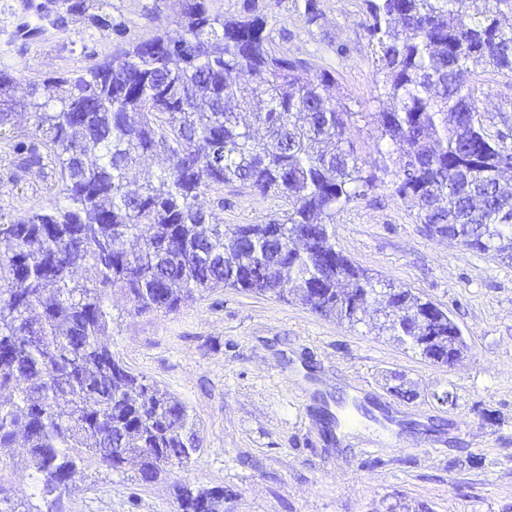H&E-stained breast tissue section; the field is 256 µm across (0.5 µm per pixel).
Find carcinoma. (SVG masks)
<instances>
[{"mask_svg":"<svg viewBox=\"0 0 512 512\" xmlns=\"http://www.w3.org/2000/svg\"><path fill=\"white\" fill-rule=\"evenodd\" d=\"M390 107L380 139L395 147L396 195L432 233L512 261L509 134L484 126L469 85L512 74V0H363ZM108 0H71L69 14L109 26ZM175 40L118 45L81 70L58 72L15 97L0 67V136L13 113L33 134L13 144L19 167L51 168L57 197L0 220V448L22 436L29 477L52 507L89 458L160 478L189 466L201 439L187 406L131 371L106 336L120 292L136 313L172 312L217 288L285 297L283 271L311 311L355 324L373 278L328 232L336 211L364 198L350 113L328 95L336 77L277 54L254 0L225 16L184 0ZM249 97L252 122L227 101ZM167 166L129 180L137 159ZM239 183L288 202L265 224H224L200 198ZM409 290L386 302L379 330L425 358L468 350L460 328ZM180 512H219L220 490L176 486Z\"/></svg>","mask_w":512,"mask_h":512,"instance_id":"obj_1","label":"carcinoma"}]
</instances>
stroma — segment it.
I'll use <instances>...</instances> for the list:
<instances>
[{
  "label": "stroma",
  "mask_w": 512,
  "mask_h": 512,
  "mask_svg": "<svg viewBox=\"0 0 512 512\" xmlns=\"http://www.w3.org/2000/svg\"><path fill=\"white\" fill-rule=\"evenodd\" d=\"M68 0H0V62L24 95L31 82L78 70L110 55L118 42L178 37L180 0H110L111 28L66 12ZM308 21L294 0H258L275 50L336 76L334 94L351 111L360 161L379 159L374 115L386 106L376 86L373 48L361 25L363 0H316ZM490 130L512 119V76L473 77ZM32 124L17 116L0 138V218L48 206L52 170L18 168L15 141ZM226 206L227 224H262L281 215L280 199L247 189L209 192ZM338 250L382 284L411 290L447 311L470 349L448 366L426 359L370 319L324 318L298 301L219 288L170 313H135L113 294V352L134 372L178 397L202 440L187 469L142 483L133 469L89 461L56 504V512H178L175 486L220 490L222 512H512V263L431 235L380 175L361 200L337 212ZM334 396L330 411L353 412L352 385L385 405L398 421L394 445L364 453L382 434V415L358 417L355 429L325 424L320 399L304 403L309 375ZM450 403H442L444 394ZM386 413V414H387ZM23 445L0 449V486L16 512L40 503L25 469Z\"/></svg>",
  "instance_id": "stroma-1"
}]
</instances>
